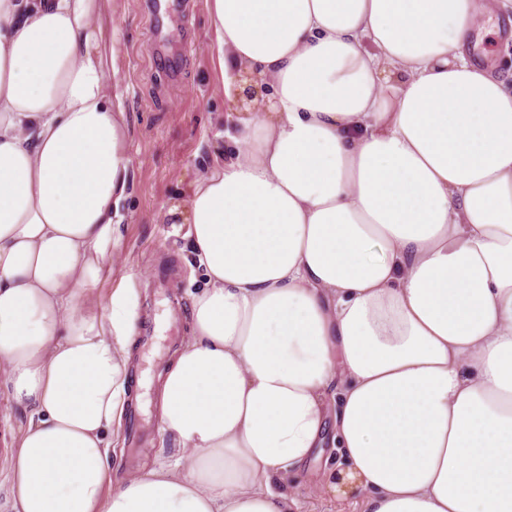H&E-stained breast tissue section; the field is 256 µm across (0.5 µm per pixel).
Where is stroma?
<instances>
[{"label": "stroma", "mask_w": 512, "mask_h": 512, "mask_svg": "<svg viewBox=\"0 0 512 512\" xmlns=\"http://www.w3.org/2000/svg\"><path fill=\"white\" fill-rule=\"evenodd\" d=\"M168 16L155 25L149 0H113L103 18L105 32H117V77L124 93L130 136L129 196L121 257L113 265V281H125L139 303V327H153L150 351H137L143 365L164 366L173 351L166 332L180 341L190 335L191 247L186 225L163 224L162 206L192 180L197 167L223 140L224 95L216 56L209 48L211 25L206 0H168ZM470 58L491 64L496 72H512V25L500 35L468 42ZM149 442L138 464L127 461L126 427H117L111 446L123 455L122 468L133 473L158 457L174 458L176 444L155 426L145 428ZM325 464L315 460L297 485L301 512H353L319 494L316 478Z\"/></svg>", "instance_id": "1"}]
</instances>
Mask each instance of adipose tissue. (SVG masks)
Masks as SVG:
<instances>
[{
    "mask_svg": "<svg viewBox=\"0 0 512 512\" xmlns=\"http://www.w3.org/2000/svg\"><path fill=\"white\" fill-rule=\"evenodd\" d=\"M107 2L0 0L8 512H301L328 450L321 494L361 512H512V82L464 51L512 0H207L224 148L159 213L205 276L160 379L180 454L118 480ZM1 416H0V458L3 457L8 450L7 446L11 441V437L13 433H16L26 422L27 415L19 410H14L10 412L9 419H4L3 412L4 409V397L5 392L1 387Z\"/></svg>",
    "mask_w": 512,
    "mask_h": 512,
    "instance_id": "obj_1",
    "label": "adipose tissue"
}]
</instances>
